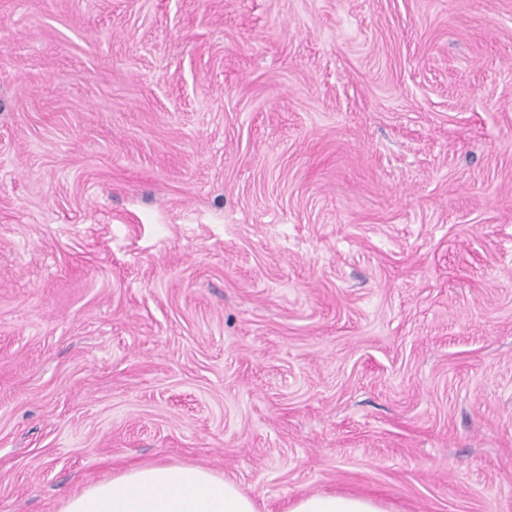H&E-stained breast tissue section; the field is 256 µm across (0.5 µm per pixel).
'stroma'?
I'll return each instance as SVG.
<instances>
[{"label": "stroma", "instance_id": "1", "mask_svg": "<svg viewBox=\"0 0 512 512\" xmlns=\"http://www.w3.org/2000/svg\"><path fill=\"white\" fill-rule=\"evenodd\" d=\"M156 462L512 512V0H0V512Z\"/></svg>", "mask_w": 512, "mask_h": 512}]
</instances>
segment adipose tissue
I'll list each match as a JSON object with an SVG mask.
<instances>
[{"mask_svg": "<svg viewBox=\"0 0 512 512\" xmlns=\"http://www.w3.org/2000/svg\"><path fill=\"white\" fill-rule=\"evenodd\" d=\"M62 512H258L255 500L232 480L187 465L149 464L99 481L70 497ZM289 512H389L357 495L308 494Z\"/></svg>", "mask_w": 512, "mask_h": 512, "instance_id": "ef3b65f1", "label": "adipose tissue"}]
</instances>
